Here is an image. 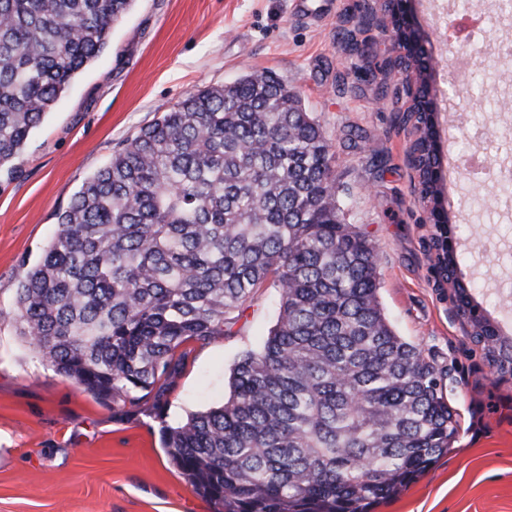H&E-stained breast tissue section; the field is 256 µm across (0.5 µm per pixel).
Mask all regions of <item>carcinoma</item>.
Wrapping results in <instances>:
<instances>
[{"label": "carcinoma", "instance_id": "1", "mask_svg": "<svg viewBox=\"0 0 512 512\" xmlns=\"http://www.w3.org/2000/svg\"><path fill=\"white\" fill-rule=\"evenodd\" d=\"M134 0H0V169L108 47ZM424 191L440 166L428 74ZM334 152L298 91L265 71L190 91L77 192L9 311L19 336L97 399L170 390L185 346L230 332L260 288L276 319L230 367L224 403L166 424L172 466L217 512H370L458 434L433 364L380 301L376 248L340 219ZM436 266L456 298L448 224ZM512 369V343H484Z\"/></svg>", "mask_w": 512, "mask_h": 512}]
</instances>
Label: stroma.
I'll return each mask as SVG.
<instances>
[{
  "mask_svg": "<svg viewBox=\"0 0 512 512\" xmlns=\"http://www.w3.org/2000/svg\"><path fill=\"white\" fill-rule=\"evenodd\" d=\"M382 0H138L107 50L33 133L15 176L0 173V307L9 308L82 184L187 92L268 71L295 87L335 153L345 223L376 245L380 298L396 331L435 366L459 429L447 455L372 512H512V375L486 359L434 274L432 230L407 152L413 127L387 67L393 43L367 13ZM432 58L442 202L456 226L459 275L490 321L512 328V211L493 181L455 165L512 136V59L484 61L482 90L444 78L463 49L449 41L451 0H414ZM279 301L261 289L230 333L193 342L166 396L115 405L94 398L27 349L0 319V512H216L171 466L163 424L219 406L229 366L271 326Z\"/></svg>",
  "mask_w": 512,
  "mask_h": 512,
  "instance_id": "35a3bbf8",
  "label": "stroma"
}]
</instances>
